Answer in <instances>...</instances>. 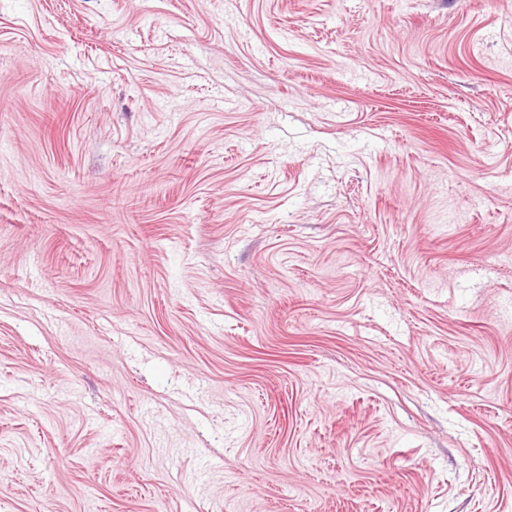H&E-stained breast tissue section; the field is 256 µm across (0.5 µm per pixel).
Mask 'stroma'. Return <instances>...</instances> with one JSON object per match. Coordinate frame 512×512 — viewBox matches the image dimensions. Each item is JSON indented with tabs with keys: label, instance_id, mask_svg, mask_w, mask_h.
<instances>
[{
	"label": "stroma",
	"instance_id": "obj_1",
	"mask_svg": "<svg viewBox=\"0 0 512 512\" xmlns=\"http://www.w3.org/2000/svg\"><path fill=\"white\" fill-rule=\"evenodd\" d=\"M0 512H512V0H0Z\"/></svg>",
	"mask_w": 512,
	"mask_h": 512
}]
</instances>
